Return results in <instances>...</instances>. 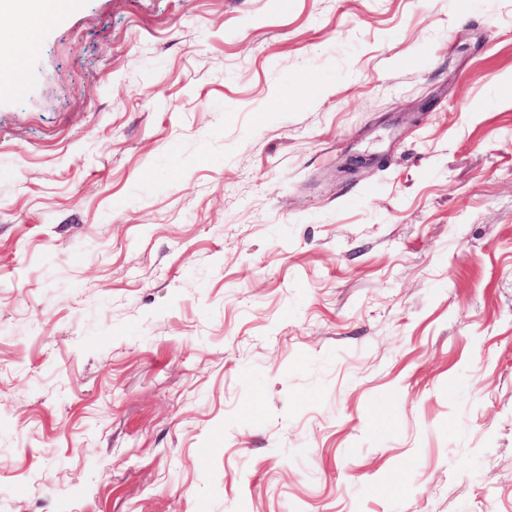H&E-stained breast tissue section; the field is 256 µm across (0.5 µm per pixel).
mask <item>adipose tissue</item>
<instances>
[{"mask_svg": "<svg viewBox=\"0 0 512 512\" xmlns=\"http://www.w3.org/2000/svg\"><path fill=\"white\" fill-rule=\"evenodd\" d=\"M77 0H0V16H9L13 25L0 27V92H10L21 60L34 45L31 21L57 18L72 11Z\"/></svg>", "mask_w": 512, "mask_h": 512, "instance_id": "adipose-tissue-1", "label": "adipose tissue"}]
</instances>
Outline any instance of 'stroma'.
Listing matches in <instances>:
<instances>
[{"mask_svg": "<svg viewBox=\"0 0 512 512\" xmlns=\"http://www.w3.org/2000/svg\"><path fill=\"white\" fill-rule=\"evenodd\" d=\"M21 76L0 512H512V0H82Z\"/></svg>", "mask_w": 512, "mask_h": 512, "instance_id": "35a3bbf8", "label": "stroma"}]
</instances>
